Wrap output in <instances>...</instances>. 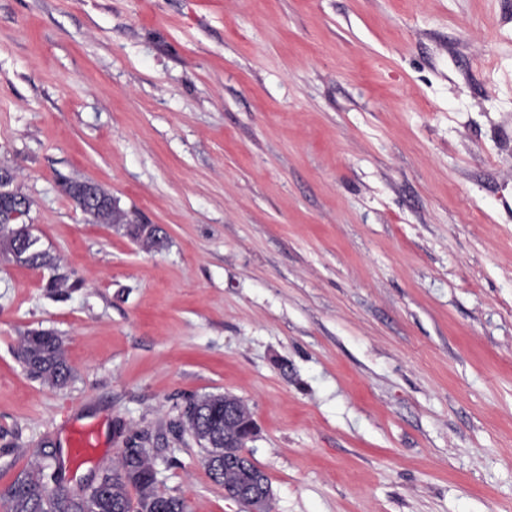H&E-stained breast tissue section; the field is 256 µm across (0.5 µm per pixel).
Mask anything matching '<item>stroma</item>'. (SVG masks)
<instances>
[{
  "label": "stroma",
  "instance_id": "1",
  "mask_svg": "<svg viewBox=\"0 0 512 512\" xmlns=\"http://www.w3.org/2000/svg\"><path fill=\"white\" fill-rule=\"evenodd\" d=\"M0 168L56 263L0 257V489L88 427L66 488L245 512L173 428L228 393L272 512H512V0H0ZM94 183L86 182L81 193L77 196V202L81 209L85 208L86 198L90 200L92 195V185ZM97 199L99 202L84 209V213L90 215L97 224H113L122 226L128 236H133L137 227L132 223L128 214L118 209L112 200V196L102 187L97 186ZM18 357L32 377L41 379L51 386L65 387L71 378L63 339L54 331H27L21 336ZM97 447L98 437L93 429H75L70 438L72 463L79 465Z\"/></svg>",
  "mask_w": 512,
  "mask_h": 512
}]
</instances>
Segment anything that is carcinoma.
I'll list each match as a JSON object with an SVG mask.
<instances>
[{"instance_id": "obj_1", "label": "carcinoma", "mask_w": 512, "mask_h": 512, "mask_svg": "<svg viewBox=\"0 0 512 512\" xmlns=\"http://www.w3.org/2000/svg\"><path fill=\"white\" fill-rule=\"evenodd\" d=\"M98 203L84 210L98 224H113L129 236L137 227L118 209L110 195L97 187ZM0 254L32 268H56L53 258L39 247L28 225L0 222ZM18 357L29 374L62 388L71 378L63 339L51 330L33 329L21 337ZM189 429L204 447L205 459L224 454V396L207 395L190 406ZM36 470L18 476L0 492L10 512H188L185 500L158 490L153 466L143 449L123 448L117 466L105 473L101 486L70 491L63 474L56 473L58 457L43 454Z\"/></svg>"}]
</instances>
